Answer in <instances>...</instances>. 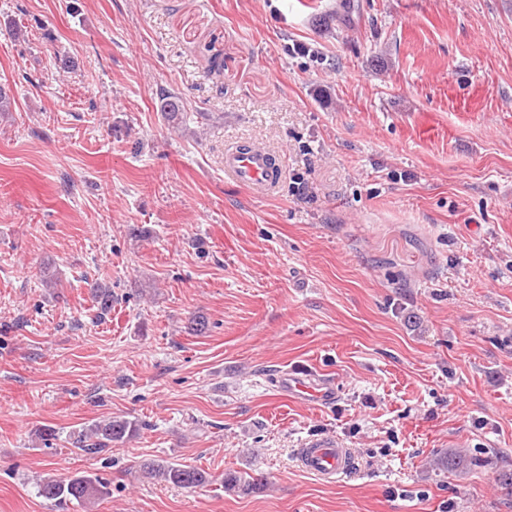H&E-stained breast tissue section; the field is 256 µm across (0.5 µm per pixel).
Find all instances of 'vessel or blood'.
Here are the masks:
<instances>
[{"instance_id":"b4317fda","label":"vessel or blood","mask_w":512,"mask_h":512,"mask_svg":"<svg viewBox=\"0 0 512 512\" xmlns=\"http://www.w3.org/2000/svg\"><path fill=\"white\" fill-rule=\"evenodd\" d=\"M224 172L239 185L260 194L274 192L281 177V170L273 166L270 153L259 146L229 148L224 154ZM279 388L288 396L305 399L318 407L331 405L336 398L333 380L308 372H283ZM301 462L310 473L333 478L348 468V451L335 437L316 438L304 443Z\"/></svg>"}]
</instances>
